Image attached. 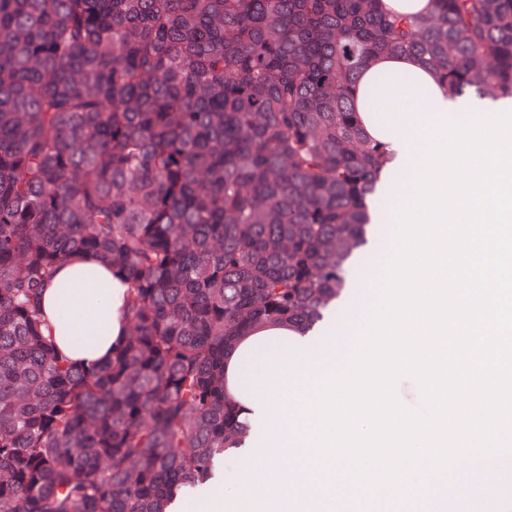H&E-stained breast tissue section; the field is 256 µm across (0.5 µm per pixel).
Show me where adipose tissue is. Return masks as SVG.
Returning a JSON list of instances; mask_svg holds the SVG:
<instances>
[{
    "label": "adipose tissue",
    "instance_id": "1",
    "mask_svg": "<svg viewBox=\"0 0 512 512\" xmlns=\"http://www.w3.org/2000/svg\"><path fill=\"white\" fill-rule=\"evenodd\" d=\"M356 110L366 137L379 143L384 162L374 175L376 189L391 185L393 177L405 184L397 191L408 198L413 165L405 145L417 137V118L449 111L464 118L472 102L448 91L438 73L413 54L375 57L360 73L355 91ZM128 288L97 255L84 252L60 264L41 294V309L57 347L78 366L88 367L111 358L127 328L121 308ZM336 361V321L328 316L313 329L260 324L241 338L226 363V376L239 406L246 437L239 450L240 496L265 491L276 470L257 472L252 461L257 450L297 448L304 437L297 409L284 399L298 386L315 362ZM280 500L290 512H359L361 498L342 503L324 495L305 473L291 471Z\"/></svg>",
    "mask_w": 512,
    "mask_h": 512
}]
</instances>
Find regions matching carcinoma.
Returning a JSON list of instances; mask_svg holds the SVG:
<instances>
[{"mask_svg": "<svg viewBox=\"0 0 512 512\" xmlns=\"http://www.w3.org/2000/svg\"><path fill=\"white\" fill-rule=\"evenodd\" d=\"M380 2L0 0V512H168L210 481L243 434L226 351L321 319L366 242L373 56L512 97V0ZM79 252L129 284L90 367L39 309ZM382 6L390 17H417L429 14L433 10L432 0H382Z\"/></svg>", "mask_w": 512, "mask_h": 512, "instance_id": "1", "label": "carcinoma"}]
</instances>
